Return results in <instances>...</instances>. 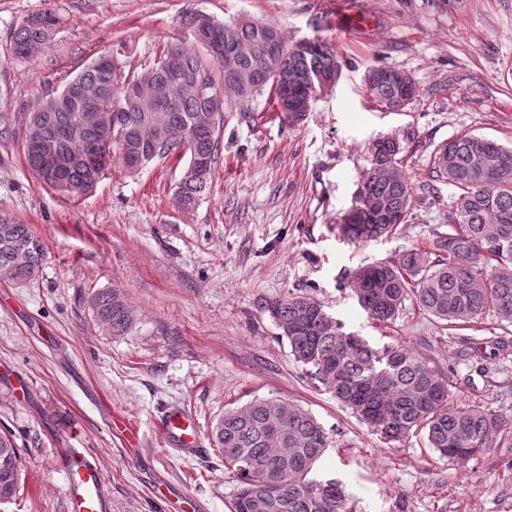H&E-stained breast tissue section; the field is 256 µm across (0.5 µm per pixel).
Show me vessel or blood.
I'll list each match as a JSON object with an SVG mask.
<instances>
[{
	"instance_id": "obj_1",
	"label": "vessel or blood",
	"mask_w": 512,
	"mask_h": 512,
	"mask_svg": "<svg viewBox=\"0 0 512 512\" xmlns=\"http://www.w3.org/2000/svg\"><path fill=\"white\" fill-rule=\"evenodd\" d=\"M160 428L186 455L199 453L201 441L191 413L168 410L160 420ZM61 460L68 487L69 512H107L105 477L97 466L87 460L85 449H62Z\"/></svg>"
}]
</instances>
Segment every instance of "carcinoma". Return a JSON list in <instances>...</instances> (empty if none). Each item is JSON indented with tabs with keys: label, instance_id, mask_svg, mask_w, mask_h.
Instances as JSON below:
<instances>
[{
	"label": "carcinoma",
	"instance_id": "carcinoma-1",
	"mask_svg": "<svg viewBox=\"0 0 512 512\" xmlns=\"http://www.w3.org/2000/svg\"><path fill=\"white\" fill-rule=\"evenodd\" d=\"M59 24L60 16L53 9L26 15L11 34L12 54L28 58ZM185 24L212 62L203 61L178 43H169L131 78L142 95H151L169 81L170 72L163 62L175 55L185 84L173 109L150 114L136 102L119 100L117 86L95 62L49 96L39 108L42 124L26 127L24 138L26 162L41 184L82 196L104 176L113 157L132 170L131 153L148 126L158 138V158L190 161L205 156L214 164L220 151L218 129L206 121L212 90L230 91L246 102L268 87L274 94L278 118L292 124L301 117L285 110L278 86L297 81L308 70L337 71L333 51L321 41L306 55L290 57L291 64L286 67L276 58L262 62L247 55L230 71L222 67L224 34L217 28L223 23L211 17L204 21L193 13ZM229 26L232 38L246 49L262 50L266 37L271 36L291 50L271 23L237 20ZM77 86L95 90L97 121H86L84 113L65 101V93ZM367 92L387 107L397 98L396 86L387 80H370ZM115 124L123 129V148L112 140ZM63 126L74 130L71 141L57 144L68 160L59 169H49L34 154L32 137L49 139ZM382 150L393 167V176H364L360 190L366 203L358 216L348 213L337 227L352 243H369L397 232L398 225L384 224L376 217L374 201L402 204L407 211L412 207L415 187L398 158L399 144L387 139ZM433 163L434 178L459 190L448 209V233L438 236L431 249L406 250L393 261L349 271L347 286L369 317L383 323L396 319L405 301L412 298L420 310L448 330L477 323L490 312L498 322L512 325V148L465 134L440 145ZM212 172V166L201 173L184 169L176 190L184 209L194 208L209 193ZM46 253L45 242L30 225L0 214L1 279L15 283L33 280ZM92 306L109 333L122 336L127 332L129 302L123 289L96 292ZM265 310L287 340L295 361L386 442H400L422 432L440 457L466 463L488 447L492 434L507 431L506 420L459 398L447 372L401 342L373 346L345 331L323 305L304 295L269 301ZM211 437L224 457V468L239 480L233 512H351L341 480L314 476L331 440L304 407L256 398L224 410ZM20 483L17 438L11 430L0 429V503L11 501Z\"/></svg>",
	"mask_w": 512,
	"mask_h": 512
}]
</instances>
